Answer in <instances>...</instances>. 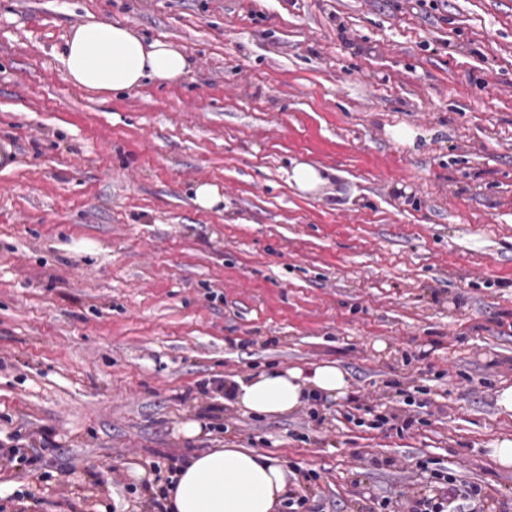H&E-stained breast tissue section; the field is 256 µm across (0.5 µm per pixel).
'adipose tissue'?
Segmentation results:
<instances>
[{
	"label": "adipose tissue",
	"mask_w": 512,
	"mask_h": 512,
	"mask_svg": "<svg viewBox=\"0 0 512 512\" xmlns=\"http://www.w3.org/2000/svg\"><path fill=\"white\" fill-rule=\"evenodd\" d=\"M75 86L98 93H121L151 79L179 82L188 73L185 56L172 45L144 43L131 29L91 21L73 30L60 57ZM348 392L344 372L336 365L266 370L237 378L224 388V400L246 411L284 416L307 396ZM288 469L278 459L253 448H215L191 457L169 483L164 504L168 512H275L288 493Z\"/></svg>",
	"instance_id": "adipose-tissue-1"
}]
</instances>
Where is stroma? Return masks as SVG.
<instances>
[{"label":"stroma","instance_id":"1","mask_svg":"<svg viewBox=\"0 0 512 512\" xmlns=\"http://www.w3.org/2000/svg\"><path fill=\"white\" fill-rule=\"evenodd\" d=\"M92 19L188 75L73 86ZM325 363L348 395L224 401ZM509 386L512 0H0V512H155L213 448L287 459L278 512H400L450 473L512 512ZM289 179L302 193L314 192L324 183L319 169L309 163H296L291 169ZM329 397L348 393L345 373L334 364L315 368L304 376L298 368L262 371L249 379L237 378L224 386V401L247 412L268 416H285L314 392Z\"/></svg>","mask_w":512,"mask_h":512}]
</instances>
